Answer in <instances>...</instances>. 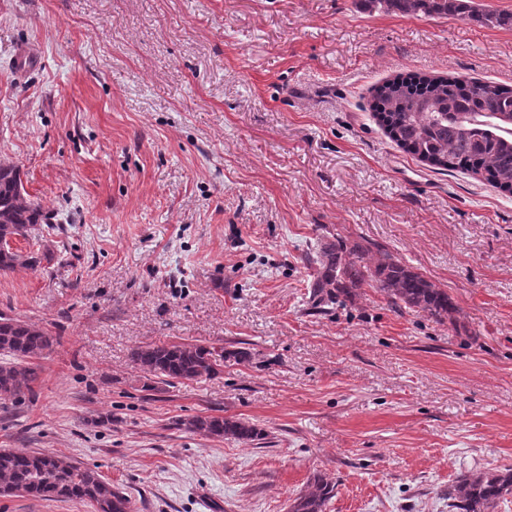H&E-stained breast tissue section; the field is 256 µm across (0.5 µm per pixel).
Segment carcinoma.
<instances>
[{"mask_svg": "<svg viewBox=\"0 0 512 512\" xmlns=\"http://www.w3.org/2000/svg\"><path fill=\"white\" fill-rule=\"evenodd\" d=\"M371 9L406 15L460 16L488 27H511L512 14L481 10L473 0H364ZM371 110L387 136L404 152L442 171L481 177L512 194V88L491 80L418 76L398 78L376 87ZM46 223L40 206L26 193L18 170L0 164V240H33ZM41 257L15 247L0 248V270L34 269ZM314 268L310 282L316 306L331 303L367 285L384 292L399 307L418 308L443 322L456 313L448 291L406 266L387 250L327 242L307 257ZM48 332L0 315V397L17 398L32 390L36 371L29 360L52 348ZM132 361L157 377L194 380L217 371V360L243 364L244 350H214L195 343L134 348ZM186 430L208 437H230L247 444L263 439L256 425L224 416H196L181 422ZM39 499H79L95 512H132L131 499L93 468L51 452L0 450V488ZM335 485L320 476L292 500L288 512H326ZM512 495V467L461 474L448 483V512H494L499 500Z\"/></svg>", "mask_w": 512, "mask_h": 512, "instance_id": "obj_1", "label": "carcinoma"}]
</instances>
